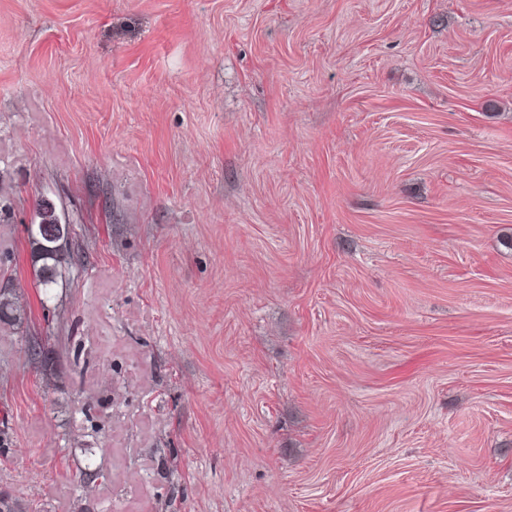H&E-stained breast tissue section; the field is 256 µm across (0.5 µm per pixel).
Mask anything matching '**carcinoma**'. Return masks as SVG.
Here are the masks:
<instances>
[{"mask_svg": "<svg viewBox=\"0 0 512 512\" xmlns=\"http://www.w3.org/2000/svg\"><path fill=\"white\" fill-rule=\"evenodd\" d=\"M70 233L69 225L59 223L53 209L48 207L42 212L41 222L32 225V243L43 261L36 279L46 292L57 284L62 270L73 264L74 255L67 248Z\"/></svg>", "mask_w": 512, "mask_h": 512, "instance_id": "1", "label": "carcinoma"}]
</instances>
